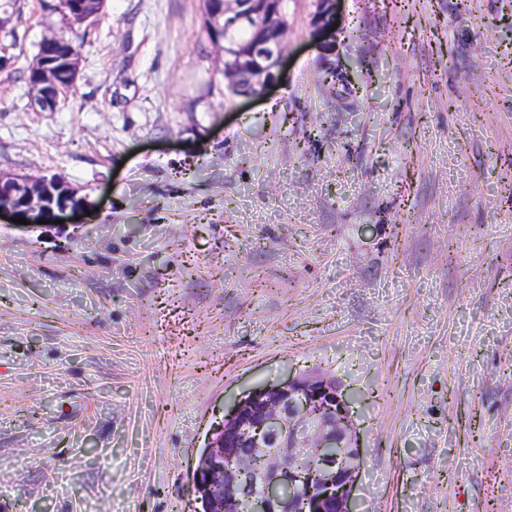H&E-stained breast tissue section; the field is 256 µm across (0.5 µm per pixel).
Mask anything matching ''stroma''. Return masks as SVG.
Masks as SVG:
<instances>
[{
	"mask_svg": "<svg viewBox=\"0 0 512 512\" xmlns=\"http://www.w3.org/2000/svg\"><path fill=\"white\" fill-rule=\"evenodd\" d=\"M315 11L286 0L247 99L203 0H0V172L87 209L0 218V512H199L213 426L309 372L349 400L358 512H512V0ZM54 33L79 78L40 112ZM98 0H60V8L73 23L82 24L94 21L102 9L96 10Z\"/></svg>",
	"mask_w": 512,
	"mask_h": 512,
	"instance_id": "stroma-1",
	"label": "stroma"
}]
</instances>
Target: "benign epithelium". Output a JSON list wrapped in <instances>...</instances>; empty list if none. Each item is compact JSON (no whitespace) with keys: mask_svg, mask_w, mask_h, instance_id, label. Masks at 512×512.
I'll use <instances>...</instances> for the list:
<instances>
[{"mask_svg":"<svg viewBox=\"0 0 512 512\" xmlns=\"http://www.w3.org/2000/svg\"><path fill=\"white\" fill-rule=\"evenodd\" d=\"M213 13L221 19L224 78L230 92L253 98L279 81L284 54V0H221ZM73 23L95 20L96 0H60ZM335 0H317L314 24L331 25ZM258 25L252 37L237 32ZM31 71L36 74L31 101L43 112H54L66 101L79 73L77 52L62 55L59 36L45 37ZM83 206V198L64 179L5 176L0 173V214L9 213L36 225L38 221ZM325 448L336 449L326 455ZM310 464L298 466L301 455ZM262 456L261 493L246 476ZM361 457L348 405L338 386L299 373L288 381L263 388L238 401L230 418L214 430L193 473V491L205 495L218 512H354L351 491Z\"/></svg>","mask_w":512,"mask_h":512,"instance_id":"benign-epithelium-1","label":"benign epithelium"}]
</instances>
